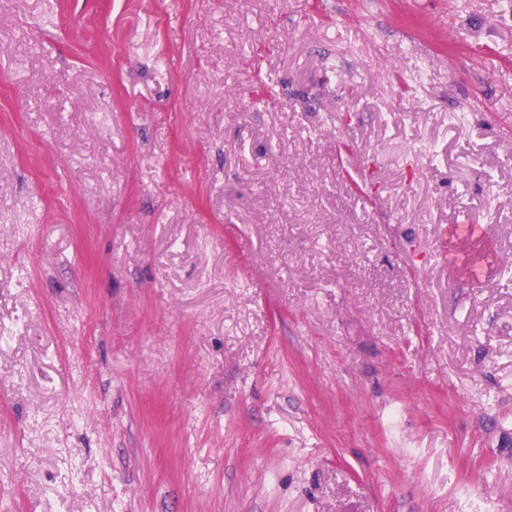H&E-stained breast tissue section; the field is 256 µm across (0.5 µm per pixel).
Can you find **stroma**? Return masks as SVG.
<instances>
[{
    "mask_svg": "<svg viewBox=\"0 0 512 512\" xmlns=\"http://www.w3.org/2000/svg\"><path fill=\"white\" fill-rule=\"evenodd\" d=\"M0 512H512V0H0Z\"/></svg>",
    "mask_w": 512,
    "mask_h": 512,
    "instance_id": "1",
    "label": "stroma"
}]
</instances>
